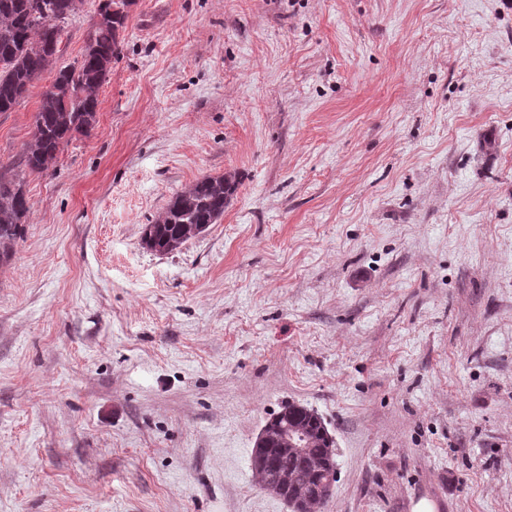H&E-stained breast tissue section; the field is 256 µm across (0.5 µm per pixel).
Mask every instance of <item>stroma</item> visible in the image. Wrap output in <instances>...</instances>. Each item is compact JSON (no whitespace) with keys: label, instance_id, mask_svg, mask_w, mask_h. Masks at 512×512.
I'll use <instances>...</instances> for the list:
<instances>
[{"label":"stroma","instance_id":"1","mask_svg":"<svg viewBox=\"0 0 512 512\" xmlns=\"http://www.w3.org/2000/svg\"><path fill=\"white\" fill-rule=\"evenodd\" d=\"M227 172L218 223L143 246ZM24 189L0 512H293L250 462L289 403L336 444L314 512H512V0H135L95 128ZM238 184L234 173L198 180L176 194L152 224L144 225L142 244L161 255L179 249L223 217Z\"/></svg>","mask_w":512,"mask_h":512}]
</instances>
